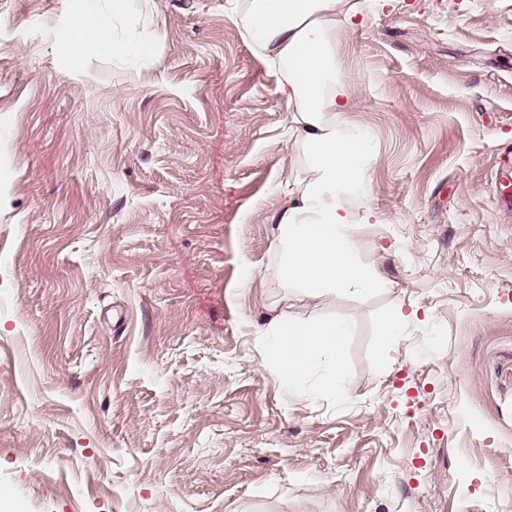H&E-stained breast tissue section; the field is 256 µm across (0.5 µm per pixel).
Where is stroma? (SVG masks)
I'll return each instance as SVG.
<instances>
[{"instance_id":"stroma-1","label":"stroma","mask_w":512,"mask_h":512,"mask_svg":"<svg viewBox=\"0 0 512 512\" xmlns=\"http://www.w3.org/2000/svg\"><path fill=\"white\" fill-rule=\"evenodd\" d=\"M348 2L347 235L385 285L313 297L250 0H127L143 63L73 59L78 0H0V512H512V0ZM274 313L351 324L335 389L281 382Z\"/></svg>"}]
</instances>
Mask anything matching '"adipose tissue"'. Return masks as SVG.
Listing matches in <instances>:
<instances>
[{
  "label": "adipose tissue",
  "mask_w": 512,
  "mask_h": 512,
  "mask_svg": "<svg viewBox=\"0 0 512 512\" xmlns=\"http://www.w3.org/2000/svg\"><path fill=\"white\" fill-rule=\"evenodd\" d=\"M338 0H251L247 32L257 54L284 62L278 92L292 114L291 136L313 153L309 181L289 194L277 220L282 273L312 295L357 293L379 283L351 258L345 235L351 214L346 196L365 192L362 172L372 150L368 130L335 120L350 109L351 91L337 74L331 23ZM266 357L284 384L302 382L325 355H340L351 333L346 322L300 323L283 314L269 319Z\"/></svg>",
  "instance_id": "obj_1"
}]
</instances>
